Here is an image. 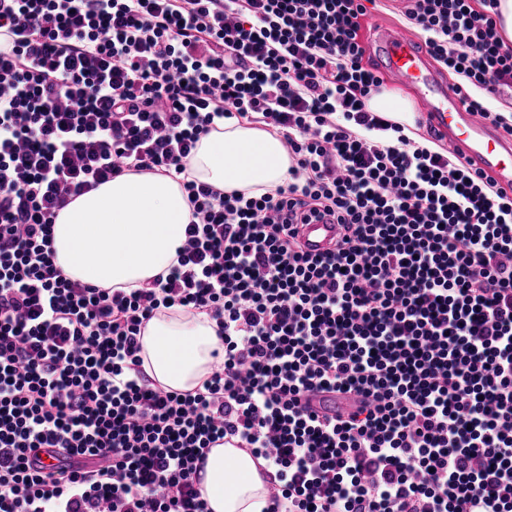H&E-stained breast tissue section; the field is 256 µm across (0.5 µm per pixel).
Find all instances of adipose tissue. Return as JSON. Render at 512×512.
<instances>
[{"label": "adipose tissue", "instance_id": "ef3b65f1", "mask_svg": "<svg viewBox=\"0 0 512 512\" xmlns=\"http://www.w3.org/2000/svg\"><path fill=\"white\" fill-rule=\"evenodd\" d=\"M291 161L280 140L228 120L203 137L191 175L230 193H263L288 176ZM189 207L179 183L159 174L128 173L73 199L54 224L56 261L72 278L104 288H139L176 261ZM143 371L154 385L201 388L224 360L214 319L169 309L142 332ZM268 477L251 454L218 446L208 453L199 488L210 512H263Z\"/></svg>", "mask_w": 512, "mask_h": 512}]
</instances>
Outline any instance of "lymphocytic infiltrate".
I'll use <instances>...</instances> for the list:
<instances>
[{
    "mask_svg": "<svg viewBox=\"0 0 512 512\" xmlns=\"http://www.w3.org/2000/svg\"><path fill=\"white\" fill-rule=\"evenodd\" d=\"M360 0H0V512H209L194 477L234 440L264 512H512V197L367 102ZM471 110L512 136L499 0H405ZM282 137L261 194L186 179L227 119ZM182 177L168 274L100 288L57 265L74 198ZM340 226L313 256L299 222ZM207 313L224 362L151 386L141 332ZM324 390L359 405L322 418ZM41 448L59 451L38 466Z\"/></svg>",
    "mask_w": 512,
    "mask_h": 512,
    "instance_id": "f902f5d3",
    "label": "lymphocytic infiltrate"
}]
</instances>
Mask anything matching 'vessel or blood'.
<instances>
[{
  "label": "vessel or blood",
  "mask_w": 512,
  "mask_h": 512,
  "mask_svg": "<svg viewBox=\"0 0 512 512\" xmlns=\"http://www.w3.org/2000/svg\"><path fill=\"white\" fill-rule=\"evenodd\" d=\"M366 51L381 72L411 93L423 125L471 171L490 176L497 188L511 197L512 138L469 111L464 90L440 77L421 42L381 29ZM299 238L306 251L321 254L335 248L338 227L325 219L314 220L300 225ZM306 403L310 410L329 417L346 407L345 402L318 393L309 395Z\"/></svg>",
  "instance_id": "1"
}]
</instances>
